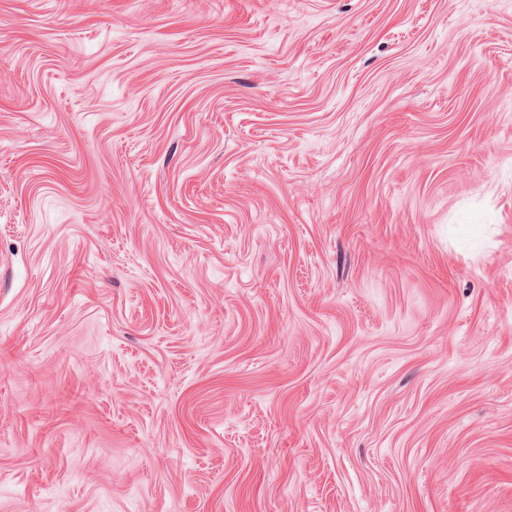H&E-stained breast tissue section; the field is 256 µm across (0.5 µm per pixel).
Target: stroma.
I'll return each instance as SVG.
<instances>
[{"label":"stroma","mask_w":512,"mask_h":512,"mask_svg":"<svg viewBox=\"0 0 512 512\" xmlns=\"http://www.w3.org/2000/svg\"><path fill=\"white\" fill-rule=\"evenodd\" d=\"M0 512H512V0H0Z\"/></svg>","instance_id":"stroma-1"}]
</instances>
